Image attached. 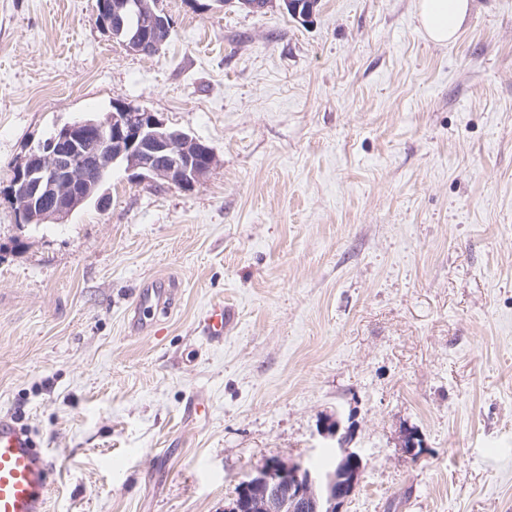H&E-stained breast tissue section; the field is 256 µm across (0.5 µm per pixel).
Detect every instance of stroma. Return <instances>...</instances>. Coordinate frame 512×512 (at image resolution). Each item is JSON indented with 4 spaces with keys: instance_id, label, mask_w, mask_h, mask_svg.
<instances>
[{
    "instance_id": "stroma-1",
    "label": "stroma",
    "mask_w": 512,
    "mask_h": 512,
    "mask_svg": "<svg viewBox=\"0 0 512 512\" xmlns=\"http://www.w3.org/2000/svg\"><path fill=\"white\" fill-rule=\"evenodd\" d=\"M418 4L159 0L149 56L95 0H0V190L116 102L216 155L188 188L114 167L63 224L0 194V416L56 459L49 512H224L271 460L335 465L336 420L343 512H512V0L445 44ZM153 279L174 307L131 333ZM170 26L171 22L167 17L151 13L148 18L147 27H141L129 33L123 45L130 51L145 54L153 44L152 34L158 35L160 32L169 34ZM235 311L224 307V304L210 306L199 320V329L202 337L211 343L224 340V330L233 327Z\"/></svg>"
}]
</instances>
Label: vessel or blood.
<instances>
[{
  "instance_id": "obj_1",
  "label": "vessel or blood",
  "mask_w": 512,
  "mask_h": 512,
  "mask_svg": "<svg viewBox=\"0 0 512 512\" xmlns=\"http://www.w3.org/2000/svg\"><path fill=\"white\" fill-rule=\"evenodd\" d=\"M169 307L168 288L155 285L142 289L133 306V329H147L145 314L164 312ZM234 323V310L215 305L202 315L199 329L204 339L219 343ZM55 471V461L37 447L26 429L12 418L0 417V512H48V492Z\"/></svg>"
}]
</instances>
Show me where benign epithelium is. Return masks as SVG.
I'll return each mask as SVG.
<instances>
[{
  "mask_svg": "<svg viewBox=\"0 0 512 512\" xmlns=\"http://www.w3.org/2000/svg\"><path fill=\"white\" fill-rule=\"evenodd\" d=\"M170 26L167 17L152 13L147 27L129 33L123 45L145 54L153 44L152 36L170 33ZM87 137L103 143L94 155L81 148ZM215 163L213 150L201 141L171 129L152 112L115 103L104 117L69 122L32 147L24 162L13 170L6 194L18 223L30 224L37 218L60 223L87 199L73 187L85 181L90 168L102 173L123 165L129 171L141 170L187 188ZM324 436L336 441V454L342 462L360 461L359 453L350 447L348 433L341 432L340 422L327 426ZM359 473L358 467L319 473L277 462L243 482V487L255 484L266 488L267 512H276L284 495L291 496L295 512H310L319 492L324 494L325 512H342L349 497L346 490H355Z\"/></svg>",
  "mask_w": 512,
  "mask_h": 512,
  "instance_id": "1",
  "label": "benign epithelium"
}]
</instances>
